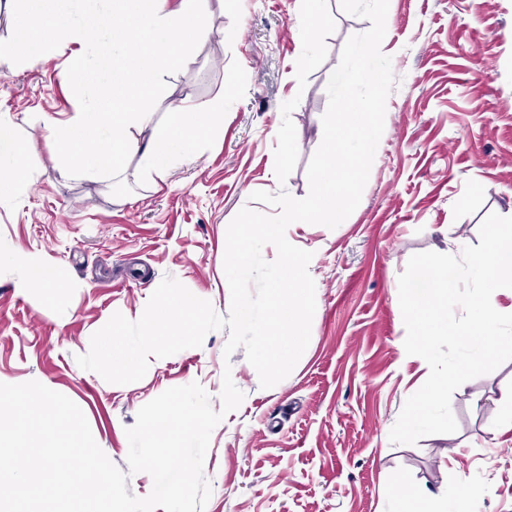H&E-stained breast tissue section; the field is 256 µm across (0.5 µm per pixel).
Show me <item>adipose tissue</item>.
<instances>
[{"mask_svg": "<svg viewBox=\"0 0 512 512\" xmlns=\"http://www.w3.org/2000/svg\"><path fill=\"white\" fill-rule=\"evenodd\" d=\"M26 22L17 24L5 48L8 56L30 63L43 57L44 36L79 44L83 52L71 59L70 81L88 88L90 108L74 113L67 122L51 126L65 171L92 180L112 178L137 158L146 175H163L179 159L220 136L224 114L197 105L176 108L158 123L146 102L160 72L187 67L189 41L206 40L202 22L208 0H180L171 9L167 0H105L103 12L79 15L74 24L53 27L73 0H22ZM32 176L25 148L10 113H0V198L29 187ZM9 264L20 276V291L42 292L54 300L61 280L59 268L39 254L15 250Z\"/></svg>", "mask_w": 512, "mask_h": 512, "instance_id": "adipose-tissue-1", "label": "adipose tissue"}]
</instances>
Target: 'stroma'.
<instances>
[{"instance_id": "stroma-1", "label": "stroma", "mask_w": 512, "mask_h": 512, "mask_svg": "<svg viewBox=\"0 0 512 512\" xmlns=\"http://www.w3.org/2000/svg\"><path fill=\"white\" fill-rule=\"evenodd\" d=\"M300 4L209 0L210 38L191 45L189 67L158 76L149 105L161 120L179 103H219L224 132L157 181L141 177L134 158L108 183L64 175L48 129L88 97L67 77L73 44L48 43L35 64L0 58V113L13 116L33 175L30 188L0 200V252H36L65 272L51 304L19 292L18 270L0 263V383L35 380L69 397L123 469L125 430L144 404L196 381L220 409L231 374L245 398L211 435L205 512H393L400 473L413 491L450 493L466 477L475 512H512V417L502 412L512 360L453 393L455 433L389 439L429 375L404 348L399 277L409 258L460 255L478 245L487 214L512 216V0H389L382 50L396 85L361 202L335 229L286 230L312 252L316 287L310 342L288 377L261 388L244 349L225 355V328L201 347L151 358L127 385L76 362L114 313L138 319L168 275L228 315L230 221L247 205L274 214L251 202L255 191L307 195L329 77L347 39L371 23L329 0L336 27L302 88ZM293 98L298 160L282 184L274 150L281 105Z\"/></svg>"}]
</instances>
